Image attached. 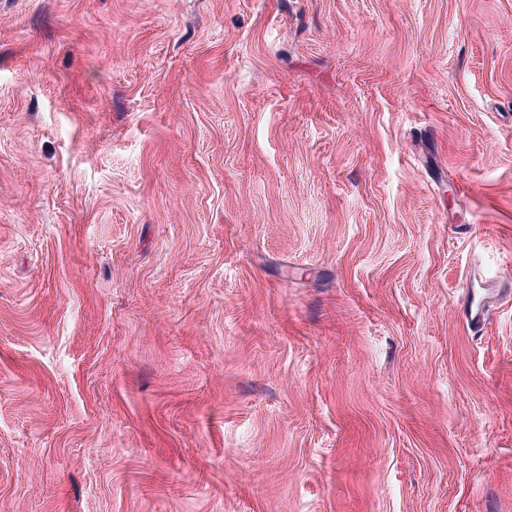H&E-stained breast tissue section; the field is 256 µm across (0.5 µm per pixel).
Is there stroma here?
<instances>
[{"label": "stroma", "instance_id": "obj_1", "mask_svg": "<svg viewBox=\"0 0 512 512\" xmlns=\"http://www.w3.org/2000/svg\"><path fill=\"white\" fill-rule=\"evenodd\" d=\"M0 512H512V0H0Z\"/></svg>", "mask_w": 512, "mask_h": 512}]
</instances>
